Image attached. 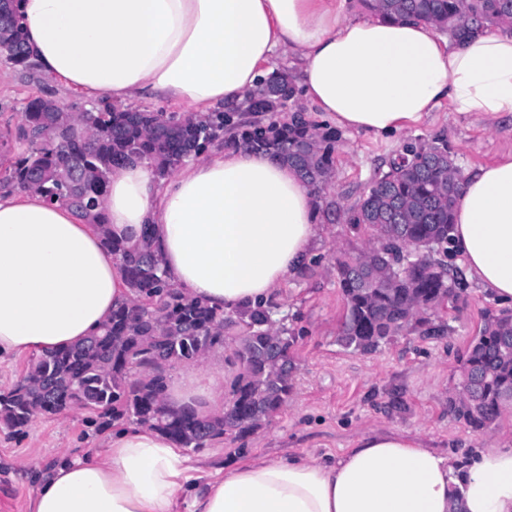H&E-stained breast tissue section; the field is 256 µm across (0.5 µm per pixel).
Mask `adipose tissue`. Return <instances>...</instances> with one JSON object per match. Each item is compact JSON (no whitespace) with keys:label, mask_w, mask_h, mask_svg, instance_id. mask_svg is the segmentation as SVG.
Wrapping results in <instances>:
<instances>
[{"label":"adipose tissue","mask_w":512,"mask_h":512,"mask_svg":"<svg viewBox=\"0 0 512 512\" xmlns=\"http://www.w3.org/2000/svg\"><path fill=\"white\" fill-rule=\"evenodd\" d=\"M27 47L62 96L198 115L241 102L296 67L304 99L336 126L385 137L441 102L459 115H512V32L453 43L413 21L350 17L340 0H19ZM319 200L268 155L214 149L158 178L149 162L113 167L103 213L115 241L150 228L168 277L227 311L275 295L307 260ZM452 248L468 276L512 304V154L463 175ZM119 257L97 228L34 191H0V363L73 344L130 302ZM166 401L224 412V369L171 384ZM144 424L105 448L65 457L30 512H512V439L466 457L372 431L333 459L303 452L214 468Z\"/></svg>","instance_id":"adipose-tissue-1"}]
</instances>
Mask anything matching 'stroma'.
Returning <instances> with one entry per match:
<instances>
[{"mask_svg":"<svg viewBox=\"0 0 512 512\" xmlns=\"http://www.w3.org/2000/svg\"><path fill=\"white\" fill-rule=\"evenodd\" d=\"M56 98L54 87L38 69L0 59V132L22 122V102L29 96ZM447 140L460 172L498 160L512 151V116L497 125L461 118L441 106L423 123L390 140L339 131L334 175L324 191L337 210L353 208L379 170L385 169L407 140ZM364 235L344 221L322 225L312 253L320 264L313 276H293L275 296L279 316L287 317L302 337L294 348L295 392L270 424L241 442L224 440L196 451L202 465L235 464L261 455L303 450L331 457L353 447L360 434L391 429L419 437L441 452L466 453L512 436V416L475 431L448 411V397L460 381L461 359L497 303L471 280H463L459 302L438 312L449 331L424 339L397 337L373 354L343 349L336 342L344 301L336 283L337 250L360 248ZM107 436L84 410L37 416L25 434L0 428V512H29L38 478L47 476L62 456L82 455L101 447Z\"/></svg>","mask_w":512,"mask_h":512,"instance_id":"stroma-1","label":"stroma"}]
</instances>
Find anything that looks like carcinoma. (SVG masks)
<instances>
[{
    "label": "carcinoma",
    "mask_w": 512,
    "mask_h": 512,
    "mask_svg": "<svg viewBox=\"0 0 512 512\" xmlns=\"http://www.w3.org/2000/svg\"><path fill=\"white\" fill-rule=\"evenodd\" d=\"M17 0H0V56L31 68ZM373 15L411 19L461 38L474 30L512 24V0H362ZM296 86L284 71L271 73L244 100L246 111L262 119L243 123L241 108L225 106L205 115L185 112L121 110L110 105L70 112L52 99L36 96L22 107L14 138L23 148L0 173V189L37 190L50 203L68 206L77 217L101 227L102 204L112 168L150 160L156 174L168 177L186 159L222 144L266 153L295 169L301 181L322 196L333 177L338 135L307 117L282 115ZM414 152L407 165L391 160L357 204L345 213L353 229L368 233L356 252L336 254V279L345 313L336 342L346 350L372 354L403 332L426 337L445 331L435 323L448 298L461 297V283L438 258L450 241L458 167L448 142L407 143ZM144 227L139 242L128 247L104 238L120 256L133 301L112 311L103 328L66 348L32 361L22 379L0 393V425L21 433L31 420L64 410L97 414L104 427L118 422L150 425L180 448L199 451L217 440L246 437L269 423L294 392L288 358L296 336L274 319L275 305L259 303L220 310L181 293L168 279L160 257L150 247ZM244 342L232 352L238 374L223 415L210 418L173 411L163 402L168 370L198 360V353ZM137 362L140 371L131 364ZM461 377L470 397L448 398L456 420L479 431L493 424L512 400V312L485 319L461 360Z\"/></svg>",
    "instance_id": "cac0c4a2"
}]
</instances>
